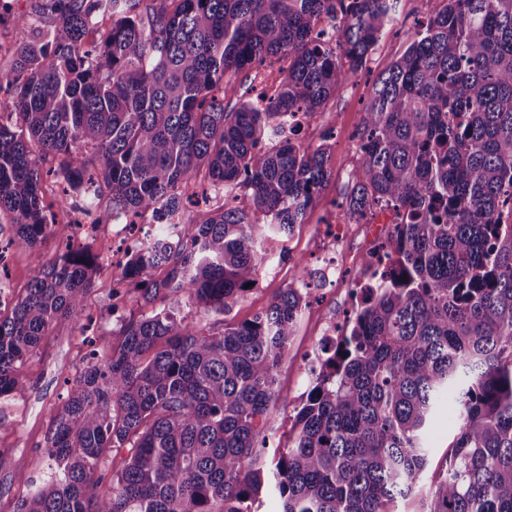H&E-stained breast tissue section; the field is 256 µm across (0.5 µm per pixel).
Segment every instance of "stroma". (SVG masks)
Segmentation results:
<instances>
[{
	"mask_svg": "<svg viewBox=\"0 0 512 512\" xmlns=\"http://www.w3.org/2000/svg\"><path fill=\"white\" fill-rule=\"evenodd\" d=\"M34 0H0V70H10L15 61L19 36L33 23ZM443 0H398L394 23L377 41L362 69L348 73L346 80L326 100L323 110L309 118L298 138L306 144L330 141L329 166L333 177L317 193L301 224L289 239L268 244L270 259L259 272L257 283L229 310L216 313L168 296L157 300L155 309L174 308L186 322L214 331L238 324L264 312L279 289L287 287L297 260L310 268L324 266L330 255L323 248L319 227L329 220L348 223L339 204L352 187L350 173L359 163L357 136L362 112L375 80L398 59L408 46L407 34L416 25L441 10ZM138 292L127 289L124 298L112 292V269L102 267L94 288L85 301L91 316L89 328L70 324L52 327L43 336L35 354L19 365L16 377L24 389L22 396L0 401V454L10 461L0 471V512H16L26 499L30 482H43L51 473V461L44 452V437L49 427V410L62 404L65 384L75 378L87 363L89 340L111 336L113 328L129 318L140 317ZM350 299L340 285L326 282L315 290L303 309L296 333L276 375V399L266 417L269 439L285 443L296 410L303 401L311 380L303 370L302 358L316 343L325 322L334 320L348 308ZM458 427L451 405H441L428 436L429 462L423 473V488L438 478L445 468L448 444Z\"/></svg>",
	"mask_w": 512,
	"mask_h": 512,
	"instance_id": "1",
	"label": "stroma"
}]
</instances>
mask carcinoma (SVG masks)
<instances>
[{
    "mask_svg": "<svg viewBox=\"0 0 512 512\" xmlns=\"http://www.w3.org/2000/svg\"><path fill=\"white\" fill-rule=\"evenodd\" d=\"M408 35L360 114L347 212L392 208L388 267L360 287L325 370L278 452L282 512H394L419 488L437 406L460 425L426 512H512V0H443ZM37 0L0 109L6 246L35 255L25 295L0 310V399L59 322L83 318L100 255L39 248L52 234L37 158L110 216L179 214L201 174L224 206L163 224L112 271L141 306L181 295L223 312L257 282L267 241L302 223L333 176L329 145L282 135L363 67L392 0ZM112 17L94 41L97 16ZM288 58L273 92L226 79ZM250 198L246 211L235 202ZM308 268L252 320L214 333L167 309L132 318L90 352L49 411L52 478L16 512H256L250 466L277 367L306 307Z\"/></svg>",
    "mask_w": 512,
    "mask_h": 512,
    "instance_id": "obj_1",
    "label": "carcinoma"
}]
</instances>
